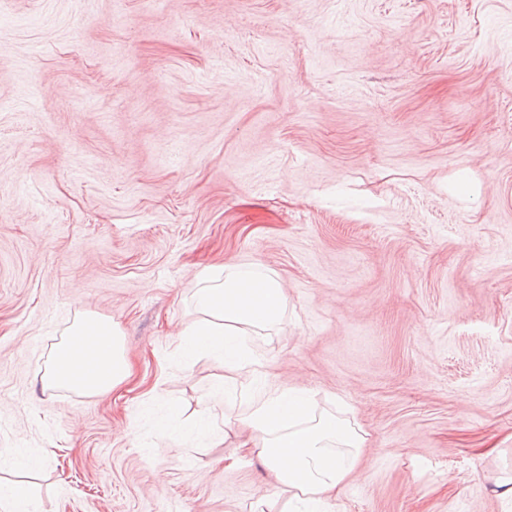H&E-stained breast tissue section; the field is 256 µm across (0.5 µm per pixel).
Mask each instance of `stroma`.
<instances>
[{
    "label": "stroma",
    "mask_w": 512,
    "mask_h": 512,
    "mask_svg": "<svg viewBox=\"0 0 512 512\" xmlns=\"http://www.w3.org/2000/svg\"><path fill=\"white\" fill-rule=\"evenodd\" d=\"M288 296L264 378L173 342L206 266ZM128 383L43 391L76 317ZM367 434L328 512H512V0H0V481L36 512H283L268 386Z\"/></svg>",
    "instance_id": "stroma-1"
}]
</instances>
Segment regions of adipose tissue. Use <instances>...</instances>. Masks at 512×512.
<instances>
[{
	"label": "adipose tissue",
	"mask_w": 512,
	"mask_h": 512,
	"mask_svg": "<svg viewBox=\"0 0 512 512\" xmlns=\"http://www.w3.org/2000/svg\"><path fill=\"white\" fill-rule=\"evenodd\" d=\"M193 298L198 318L177 333V351L211 357L231 373L261 375L262 364L245 338L282 323L288 298L278 276L243 265L209 266L200 272ZM130 373L121 329L86 313L52 348L40 382L46 390L97 395L112 392ZM243 422L250 431L245 448L274 473L293 512H321L324 500L352 474L366 442L349 420L315 413L312 397L297 387L267 390Z\"/></svg>",
	"instance_id": "adipose-tissue-1"
}]
</instances>
